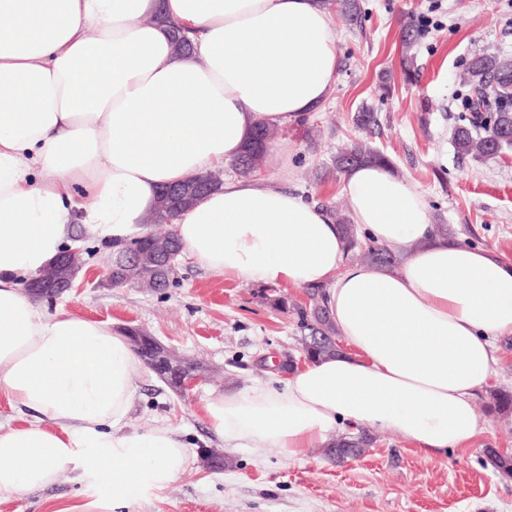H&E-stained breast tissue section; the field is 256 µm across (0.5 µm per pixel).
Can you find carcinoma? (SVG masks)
Instances as JSON below:
<instances>
[{"instance_id": "cac0c4a2", "label": "carcinoma", "mask_w": 512, "mask_h": 512, "mask_svg": "<svg viewBox=\"0 0 512 512\" xmlns=\"http://www.w3.org/2000/svg\"><path fill=\"white\" fill-rule=\"evenodd\" d=\"M465 84L472 93L465 95L462 104L467 113L453 132V146L461 156L478 159H494L512 149V56L498 52H483L474 56L467 68ZM273 131L269 127L256 128L243 153L236 159L238 170L248 175L260 169L264 152L271 144ZM391 165L390 158L383 152L367 145L355 143L336 155V169L344 171L358 164ZM208 185L211 190L223 186L218 175L209 171L183 182ZM336 224L341 234L345 257H362L372 264L394 267L398 258L369 236H359L356 226L345 214H336ZM168 233L149 232L143 238L127 243L112 242L117 250L126 245L143 252L153 240L164 238ZM325 292L315 289L310 293V304L297 307L296 314L302 328L308 334L302 337V352L305 357L332 356L340 353L334 338L335 330L324 306ZM493 408L498 412L512 410V393L506 389L491 391Z\"/></svg>"}]
</instances>
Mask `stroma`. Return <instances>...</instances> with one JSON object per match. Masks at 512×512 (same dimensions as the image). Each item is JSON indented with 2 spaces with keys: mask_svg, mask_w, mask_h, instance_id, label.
I'll use <instances>...</instances> for the list:
<instances>
[{
  "mask_svg": "<svg viewBox=\"0 0 512 512\" xmlns=\"http://www.w3.org/2000/svg\"><path fill=\"white\" fill-rule=\"evenodd\" d=\"M357 22L336 7L339 70L327 99L300 120L280 127L277 142L295 146L287 165L265 171L267 187L287 189L326 210L347 211L334 168L339 148L368 142L386 153L395 173L426 195L433 221L456 240L512 260V150L487 161L459 156L452 131L462 114L461 76L474 54L512 53V0H359ZM434 21L422 31L421 17ZM373 108L378 124L360 130L354 116ZM86 264L74 288L39 307L135 328L203 365L205 377L179 395L148 367L126 420L130 430L176 429L194 458L170 487L134 512H512V478L500 474L484 451L512 454V415L484 411L491 390L512 391V339L499 342L494 373L475 398L485 433L465 449L426 453L392 432L358 459L339 462L325 446L288 458L276 448H228L214 435L204 404L210 394L257 383L282 385L281 365H302L296 307L310 302L307 288L228 280L182 259L176 286L157 291L108 288L100 280L111 261L104 237L76 224ZM286 296L290 307L272 303ZM224 454L223 470L206 469L201 451ZM100 488L63 473L53 486L0 504V512H54L100 495Z\"/></svg>",
  "mask_w": 512,
  "mask_h": 512,
  "instance_id": "35a3bbf8",
  "label": "stroma"
}]
</instances>
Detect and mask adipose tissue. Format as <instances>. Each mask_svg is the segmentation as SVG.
<instances>
[{"instance_id":"adipose-tissue-1","label":"adipose tissue","mask_w":512,"mask_h":512,"mask_svg":"<svg viewBox=\"0 0 512 512\" xmlns=\"http://www.w3.org/2000/svg\"><path fill=\"white\" fill-rule=\"evenodd\" d=\"M194 52L174 53L170 26ZM337 34L320 0H0V392L35 412L0 430V503L68 471L112 493L72 512H126L167 489L190 456L168 426L123 423L142 361L111 325L45 316L22 290L73 224L137 232L161 186L222 167L254 127L283 126L335 84ZM349 218L400 268L348 264L329 213L261 179L225 183L175 217L185 253L231 280L323 286L336 357L283 386L213 395L230 448L291 457L339 424L419 450L485 432L474 407L512 337V262L433 237L423 193L389 168L346 171Z\"/></svg>"}]
</instances>
